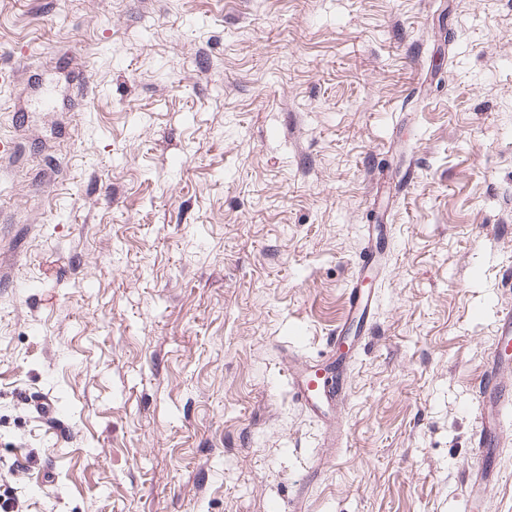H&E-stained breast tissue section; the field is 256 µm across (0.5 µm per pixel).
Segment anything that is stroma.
<instances>
[{
	"mask_svg": "<svg viewBox=\"0 0 512 512\" xmlns=\"http://www.w3.org/2000/svg\"><path fill=\"white\" fill-rule=\"evenodd\" d=\"M387 227L347 446L292 400ZM512 305V0H0V477L22 512H466Z\"/></svg>",
	"mask_w": 512,
	"mask_h": 512,
	"instance_id": "1",
	"label": "stroma"
}]
</instances>
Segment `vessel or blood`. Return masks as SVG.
<instances>
[{"label":"vessel or blood","mask_w":512,"mask_h":512,"mask_svg":"<svg viewBox=\"0 0 512 512\" xmlns=\"http://www.w3.org/2000/svg\"><path fill=\"white\" fill-rule=\"evenodd\" d=\"M382 241L381 229L368 226L347 283V308L330 338L326 357L312 365L296 357L288 361L290 391L302 411L323 423L321 445L325 448L340 449L346 445L343 423L334 419L333 414L346 400L343 375L351 357L341 353L339 347L345 337L352 336L361 342L370 333L371 312L379 295L367 282L378 276ZM511 408L512 307L509 306L498 313L493 348L480 375L474 448L484 465L471 474L465 487L469 512H486V490L499 477V452L512 442V429L505 423L506 412Z\"/></svg>","instance_id":"1"}]
</instances>
